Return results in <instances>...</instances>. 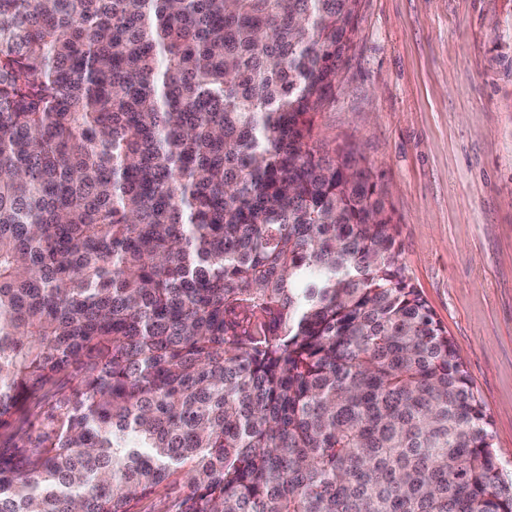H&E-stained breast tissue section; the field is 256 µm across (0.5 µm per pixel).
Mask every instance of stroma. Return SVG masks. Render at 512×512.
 Wrapping results in <instances>:
<instances>
[{
	"instance_id": "35a3bbf8",
	"label": "stroma",
	"mask_w": 512,
	"mask_h": 512,
	"mask_svg": "<svg viewBox=\"0 0 512 512\" xmlns=\"http://www.w3.org/2000/svg\"><path fill=\"white\" fill-rule=\"evenodd\" d=\"M315 132L378 175L511 479L512 0H361Z\"/></svg>"
}]
</instances>
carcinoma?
I'll list each match as a JSON object with an SVG mask.
<instances>
[{
  "label": "carcinoma",
  "instance_id": "carcinoma-1",
  "mask_svg": "<svg viewBox=\"0 0 512 512\" xmlns=\"http://www.w3.org/2000/svg\"><path fill=\"white\" fill-rule=\"evenodd\" d=\"M360 0H0V512H512L349 148ZM72 385L71 379L64 376L60 378L55 386L45 389L38 396L32 398L27 405L23 417L15 423L14 429L6 433H1L0 431V445L2 447L7 445L11 439L10 434H32L34 437L35 426L43 411L55 399L57 391L62 387L69 389ZM187 492L183 483L161 487L154 495L138 504V512H175V503Z\"/></svg>",
  "mask_w": 512,
  "mask_h": 512
}]
</instances>
